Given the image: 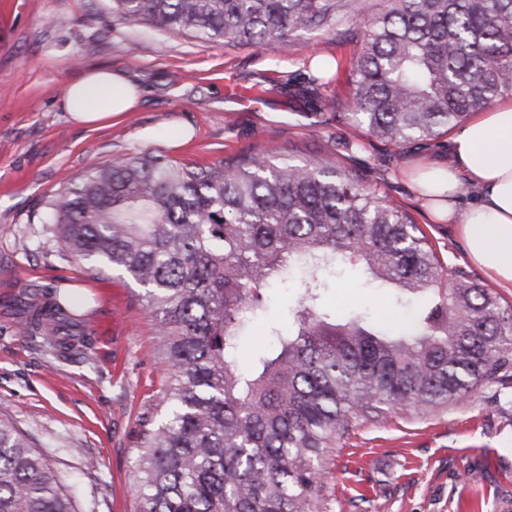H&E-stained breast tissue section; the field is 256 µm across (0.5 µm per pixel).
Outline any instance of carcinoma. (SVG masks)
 <instances>
[{
    "mask_svg": "<svg viewBox=\"0 0 512 512\" xmlns=\"http://www.w3.org/2000/svg\"><path fill=\"white\" fill-rule=\"evenodd\" d=\"M128 20L226 47H288L331 29L353 0H114ZM353 23L351 119L394 150L430 141L512 92V0H385ZM43 231L100 274L144 289L169 373L143 424L141 512H322V461L352 420L431 411L512 369V309L444 265L413 216L322 158L254 151L219 164L163 155L91 162L46 203ZM370 285L429 296L397 330L366 307L338 315L343 266ZM302 274L274 347L241 370L240 336L265 289ZM62 353L90 348L60 295L17 326ZM0 512H76L63 477L0 416Z\"/></svg>",
    "mask_w": 512,
    "mask_h": 512,
    "instance_id": "cac0c4a2",
    "label": "carcinoma"
}]
</instances>
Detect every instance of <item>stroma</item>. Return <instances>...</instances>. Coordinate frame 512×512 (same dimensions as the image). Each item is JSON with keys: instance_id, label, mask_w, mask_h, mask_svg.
Here are the masks:
<instances>
[{"instance_id": "obj_1", "label": "stroma", "mask_w": 512, "mask_h": 512, "mask_svg": "<svg viewBox=\"0 0 512 512\" xmlns=\"http://www.w3.org/2000/svg\"><path fill=\"white\" fill-rule=\"evenodd\" d=\"M359 46L346 17L288 50L256 52L127 21L112 0H0V414L63 475L77 512H139V420L154 419L166 384L143 289L119 271L91 274L42 231L47 201L90 159L161 153L215 164L240 148L336 159L408 209L449 268L512 306V288L470 265L456 225L431 222L404 175L420 158H446L447 138L394 153L352 121L315 122L321 98L351 102ZM316 56L336 66L315 89ZM92 67L129 74L142 96L97 128L74 124L61 105L67 84ZM364 278L353 269L339 280L338 310L368 303L409 325L420 300L398 303ZM51 287L83 293L86 357L56 356L18 334L27 303ZM87 455L96 474L84 469ZM320 485L327 512H512V381L432 412L353 421Z\"/></svg>"}]
</instances>
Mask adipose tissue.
<instances>
[{
  "mask_svg": "<svg viewBox=\"0 0 512 512\" xmlns=\"http://www.w3.org/2000/svg\"><path fill=\"white\" fill-rule=\"evenodd\" d=\"M141 92L126 73L96 69L66 86L62 106L70 120L91 126L135 109ZM451 164L421 159L406 172L430 217L457 225L471 263L512 287V99L476 114L449 138ZM470 191L476 202L459 209Z\"/></svg>",
  "mask_w": 512,
  "mask_h": 512,
  "instance_id": "adipose-tissue-1",
  "label": "adipose tissue"
}]
</instances>
